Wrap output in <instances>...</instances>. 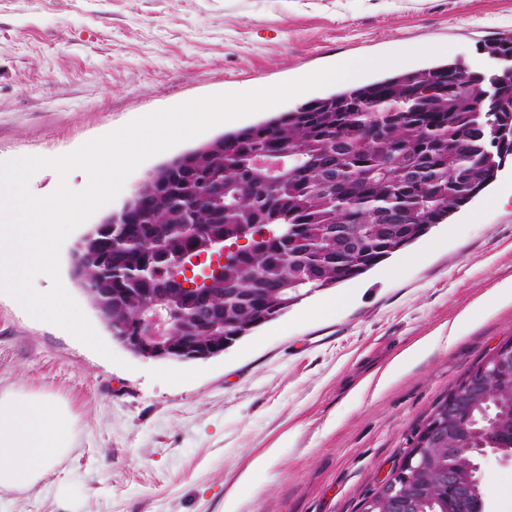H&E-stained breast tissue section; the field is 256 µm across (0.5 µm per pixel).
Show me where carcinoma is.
Masks as SVG:
<instances>
[{
    "instance_id": "1",
    "label": "carcinoma",
    "mask_w": 512,
    "mask_h": 512,
    "mask_svg": "<svg viewBox=\"0 0 512 512\" xmlns=\"http://www.w3.org/2000/svg\"><path fill=\"white\" fill-rule=\"evenodd\" d=\"M502 63L493 118L505 130L492 144L489 81L456 64L399 73L310 100L265 122L227 132L161 165L141 193L77 242L111 262L85 259L74 279L112 336L142 309V294L164 299L174 321L170 349L190 340L219 345L277 319L305 297L354 279L422 237L494 182L512 156V35L484 43ZM266 229L239 247L220 279L206 273L210 243L237 242L244 229ZM200 239L186 257L184 246ZM191 276H186V272ZM196 288H168L173 274ZM211 283L196 284V279ZM493 387L512 402V375ZM438 401L407 440L426 468L411 474L428 490L424 509L444 512L448 489L434 482L448 449L468 447L464 424ZM493 435L512 446V412Z\"/></svg>"
}]
</instances>
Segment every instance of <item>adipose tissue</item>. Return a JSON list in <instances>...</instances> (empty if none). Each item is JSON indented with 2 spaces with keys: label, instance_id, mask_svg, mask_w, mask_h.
<instances>
[{
  "label": "adipose tissue",
  "instance_id": "1",
  "mask_svg": "<svg viewBox=\"0 0 512 512\" xmlns=\"http://www.w3.org/2000/svg\"><path fill=\"white\" fill-rule=\"evenodd\" d=\"M72 451L70 422L56 401L0 389V492L37 485Z\"/></svg>",
  "mask_w": 512,
  "mask_h": 512
}]
</instances>
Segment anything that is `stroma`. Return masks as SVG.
<instances>
[{
    "label": "stroma",
    "instance_id": "stroma-1",
    "mask_svg": "<svg viewBox=\"0 0 512 512\" xmlns=\"http://www.w3.org/2000/svg\"><path fill=\"white\" fill-rule=\"evenodd\" d=\"M512 32V0H0V159L65 155L154 111L292 81L347 56L437 46L408 70L448 62L490 73L485 42ZM270 110L215 126L143 162L91 224L120 212L159 165ZM60 280L112 351L105 358L0 293V387L66 411L74 450L0 512H363L432 406L500 341L512 302L477 325L460 314L512 280V202L485 189L391 261L349 280L323 317L319 294L205 361L145 359L115 340L70 277ZM384 389L355 386L426 336L447 335ZM277 456L247 489L239 479ZM487 512H512V464L482 462Z\"/></svg>",
    "mask_w": 512,
    "mask_h": 512
}]
</instances>
